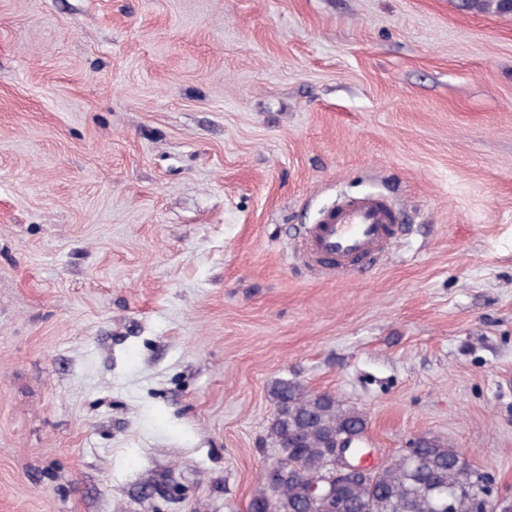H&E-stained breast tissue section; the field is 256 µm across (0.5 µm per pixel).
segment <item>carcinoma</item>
<instances>
[{"instance_id":"cac0c4a2","label":"carcinoma","mask_w":512,"mask_h":512,"mask_svg":"<svg viewBox=\"0 0 512 512\" xmlns=\"http://www.w3.org/2000/svg\"><path fill=\"white\" fill-rule=\"evenodd\" d=\"M466 12L512 15V0H460ZM275 412L267 438L278 451L261 476L249 512H328L311 502L312 481L320 476L327 453L342 434H360L367 416L331 393L306 389L295 379L272 382ZM493 487L489 475L473 467L448 445L420 438L408 456H400L369 476L333 485L332 499L345 512H439L449 499L455 512H476Z\"/></svg>"}]
</instances>
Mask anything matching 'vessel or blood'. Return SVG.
<instances>
[{
	"label": "vessel or blood",
	"mask_w": 512,
	"mask_h": 512,
	"mask_svg": "<svg viewBox=\"0 0 512 512\" xmlns=\"http://www.w3.org/2000/svg\"><path fill=\"white\" fill-rule=\"evenodd\" d=\"M397 221L396 212L381 197L348 198L308 228L298 254L314 274L349 276L383 257Z\"/></svg>",
	"instance_id": "vessel-or-blood-1"
}]
</instances>
